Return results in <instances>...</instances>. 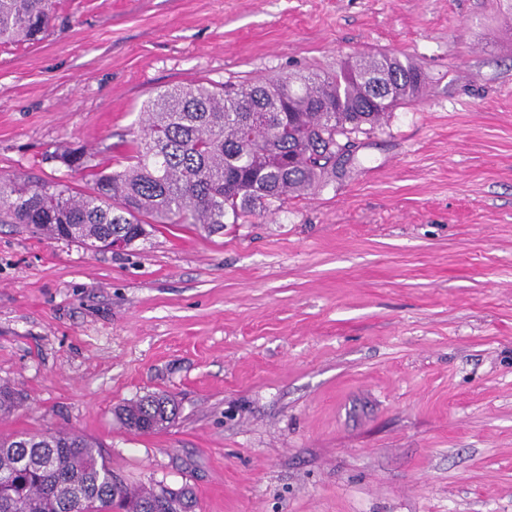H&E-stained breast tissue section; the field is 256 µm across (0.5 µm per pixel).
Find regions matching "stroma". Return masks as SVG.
Masks as SVG:
<instances>
[{
    "label": "stroma",
    "mask_w": 512,
    "mask_h": 512,
    "mask_svg": "<svg viewBox=\"0 0 512 512\" xmlns=\"http://www.w3.org/2000/svg\"><path fill=\"white\" fill-rule=\"evenodd\" d=\"M408 56L345 172L119 249L0 223V436L74 430L195 512H512V13L502 0H59L0 47V177L124 163L158 91ZM178 405L134 434L117 406Z\"/></svg>",
    "instance_id": "35a3bbf8"
}]
</instances>
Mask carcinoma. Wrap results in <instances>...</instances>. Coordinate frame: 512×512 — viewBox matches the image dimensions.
I'll list each match as a JSON object with an SVG mask.
<instances>
[{
  "label": "carcinoma",
  "instance_id": "cac0c4a2",
  "mask_svg": "<svg viewBox=\"0 0 512 512\" xmlns=\"http://www.w3.org/2000/svg\"><path fill=\"white\" fill-rule=\"evenodd\" d=\"M57 0H0V45L34 41ZM419 65L390 54L346 60L334 73L286 74L216 91L204 84L159 91L144 108L143 134L127 165L102 167L74 149L64 164L88 172L77 192L57 182L0 179V223L27 224L49 237L117 238L130 246L155 224L210 232L247 222L256 208L305 195L344 161L343 145L423 95ZM16 392L0 384V414ZM134 433L177 415L167 394L118 408ZM0 512H191L180 495L132 487L112 472L97 443L73 431L0 439Z\"/></svg>",
  "mask_w": 512,
  "mask_h": 512
}]
</instances>
